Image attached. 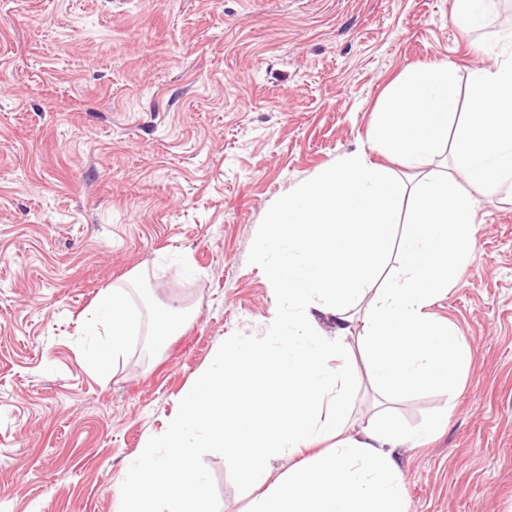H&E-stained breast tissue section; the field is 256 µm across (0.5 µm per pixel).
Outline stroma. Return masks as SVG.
I'll list each match as a JSON object with an SVG mask.
<instances>
[{"label":"stroma","instance_id":"1","mask_svg":"<svg viewBox=\"0 0 512 512\" xmlns=\"http://www.w3.org/2000/svg\"><path fill=\"white\" fill-rule=\"evenodd\" d=\"M454 0H0V512H118L146 441L235 332L263 334L276 299L248 255L271 204L361 150L411 170L369 130L392 83L445 61L455 124L472 110L483 29ZM477 201L468 262L428 309L471 351L454 396L389 400L353 348V428L390 409L409 425L450 409L397 451L410 512H512V186ZM128 290L138 332L113 374L87 363V310ZM181 309L155 345V314ZM204 462L220 512H247L223 457Z\"/></svg>","mask_w":512,"mask_h":512}]
</instances>
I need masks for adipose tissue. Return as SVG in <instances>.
<instances>
[{
  "label": "adipose tissue",
  "mask_w": 512,
  "mask_h": 512,
  "mask_svg": "<svg viewBox=\"0 0 512 512\" xmlns=\"http://www.w3.org/2000/svg\"><path fill=\"white\" fill-rule=\"evenodd\" d=\"M491 52L499 63L477 73L474 109L450 146L457 174L480 186L512 182V34ZM92 315L106 326V339L91 357L94 372L104 378L136 332L140 317L121 288L99 293Z\"/></svg>",
  "instance_id": "ef3b65f1"
}]
</instances>
